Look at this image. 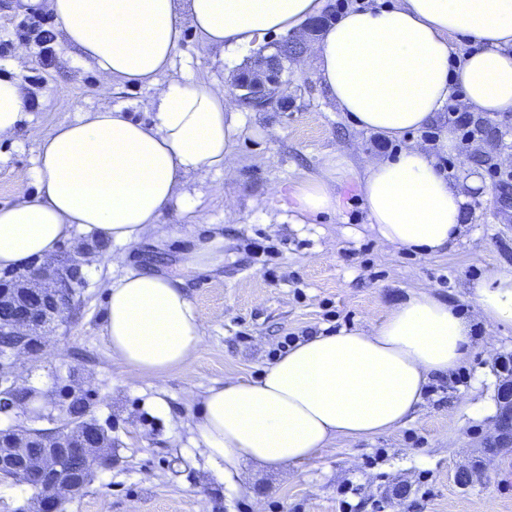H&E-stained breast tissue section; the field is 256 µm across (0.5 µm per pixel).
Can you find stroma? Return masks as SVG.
I'll use <instances>...</instances> for the list:
<instances>
[{
  "label": "stroma",
  "instance_id": "stroma-1",
  "mask_svg": "<svg viewBox=\"0 0 512 512\" xmlns=\"http://www.w3.org/2000/svg\"><path fill=\"white\" fill-rule=\"evenodd\" d=\"M0 0V78L19 81L27 102L18 131L0 139V206L34 196L37 136L84 113L119 112L147 122L161 89L184 85L230 87L253 67L254 53L229 62L192 25L171 66L153 86L103 84L92 67L67 48L60 24L48 17V52L21 25L23 15ZM280 95L284 112H254L233 104L240 133L231 150L232 174L212 168L190 174L189 200L165 209L169 237L143 241L123 265L112 263L117 245L92 247L74 233L59 251L87 248L83 284L72 315L33 361L10 370L43 407L35 418L0 413V429L62 428L63 389L84 394L86 413L112 444V465L96 469L78 495L58 512H512V453L481 468L461 485L460 467L479 459L480 445L498 411L497 362L512 356V326L480 316L472 287L488 272L512 273V187L490 178L489 168L512 172V112L491 117L493 134L454 152L448 175L476 173L464 232L448 250L418 255L393 250L365 229L367 213L354 177L365 158L395 156L403 140L356 129L314 76L287 63ZM341 155L346 170L337 186L339 211L291 222L295 182L319 175L324 159ZM220 257L204 269L188 267L198 244ZM263 252H256V245ZM151 269L181 278L204 336L186 365L160 375L141 374L115 361L107 342L106 286L128 270ZM427 292L452 304L469 325L470 353L432 388L412 419L369 439L339 440L309 461L281 470L244 461L234 486L208 463L197 430L200 404L224 381L254 380L276 360L283 342L342 329H369L411 294ZM166 408L158 410L156 399Z\"/></svg>",
  "mask_w": 512,
  "mask_h": 512
}]
</instances>
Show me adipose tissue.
Returning a JSON list of instances; mask_svg holds the SVG:
<instances>
[{"mask_svg": "<svg viewBox=\"0 0 512 512\" xmlns=\"http://www.w3.org/2000/svg\"><path fill=\"white\" fill-rule=\"evenodd\" d=\"M45 6L65 42L101 78L153 85L170 64L189 15L205 43L231 59L267 35L294 32L327 0H22ZM472 45L451 62V37ZM338 111L360 130L401 138L435 122L463 92L467 108L512 111V0H392L351 7L307 56ZM150 121L89 112L38 140L37 194L0 207V269L54 258L80 231L133 248L166 238L164 210L187 199L186 177L232 170L240 132L223 88L171 84ZM344 160L296 182L293 218L340 209ZM356 180L368 231L396 250L430 254L463 230L475 176L452 182L434 154L407 143L392 158L367 159ZM481 316L512 325V273L492 272L473 288ZM113 359L162 374L194 356L202 326L182 279L129 271L107 291ZM469 328L445 301L420 292L368 330L308 336L254 381L207 390L199 434L211 464L232 481L243 460L278 468L313 458L339 439L370 438L410 420L431 379L461 365Z\"/></svg>", "mask_w": 512, "mask_h": 512, "instance_id": "ef3b65f1", "label": "adipose tissue"}]
</instances>
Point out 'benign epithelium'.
<instances>
[{
  "label": "benign epithelium",
  "mask_w": 512,
  "mask_h": 512,
  "mask_svg": "<svg viewBox=\"0 0 512 512\" xmlns=\"http://www.w3.org/2000/svg\"><path fill=\"white\" fill-rule=\"evenodd\" d=\"M282 66L279 59H269L245 80L255 101L269 96L271 88L280 85ZM80 259L63 258L53 264L25 266L15 271L7 281L0 279V332L18 337L11 352L0 355V366L15 355L43 345L42 330L70 317L73 295L79 279ZM498 414L494 431L481 445L486 456L512 451V361L498 364ZM8 379L0 374V413L22 404V400L7 393ZM107 438L100 427L84 421L70 429L44 433L39 437L18 428L0 429V477L15 471L24 473L37 490L42 512H48L61 500L77 494L71 477L62 473L61 461L78 457L95 459V465L106 468L112 464Z\"/></svg>",
  "instance_id": "1"
}]
</instances>
